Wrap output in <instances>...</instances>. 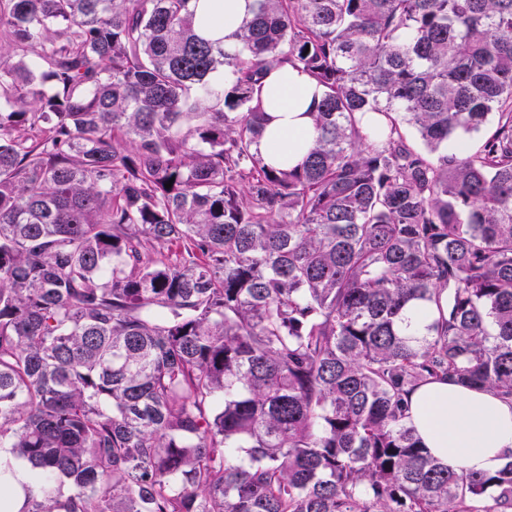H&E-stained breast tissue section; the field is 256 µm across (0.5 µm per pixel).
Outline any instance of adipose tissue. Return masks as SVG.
I'll return each instance as SVG.
<instances>
[{
  "instance_id": "1",
  "label": "adipose tissue",
  "mask_w": 512,
  "mask_h": 512,
  "mask_svg": "<svg viewBox=\"0 0 512 512\" xmlns=\"http://www.w3.org/2000/svg\"><path fill=\"white\" fill-rule=\"evenodd\" d=\"M253 0H195L193 7L216 37L231 36L249 17ZM265 134L259 149L275 166L295 164L315 133L309 111L320 91L300 70L284 65L268 74ZM410 423L421 445L449 470L493 473L512 462V402L484 388L436 381L414 390ZM0 487L7 489L5 512H19L26 491H38L29 468L0 448Z\"/></svg>"
}]
</instances>
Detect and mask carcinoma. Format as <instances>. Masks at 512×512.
I'll use <instances>...</instances> for the list:
<instances>
[{
    "mask_svg": "<svg viewBox=\"0 0 512 512\" xmlns=\"http://www.w3.org/2000/svg\"><path fill=\"white\" fill-rule=\"evenodd\" d=\"M0 38L20 512H512V463L448 470L406 405L512 400V0H254L228 44L192 0H0ZM285 64L321 90L289 169ZM266 93L267 125L259 149L275 166L295 164L311 146L315 133L307 112L320 97V90L300 70L291 65L275 68L268 74Z\"/></svg>",
    "mask_w": 512,
    "mask_h": 512,
    "instance_id": "obj_1",
    "label": "carcinoma"
}]
</instances>
